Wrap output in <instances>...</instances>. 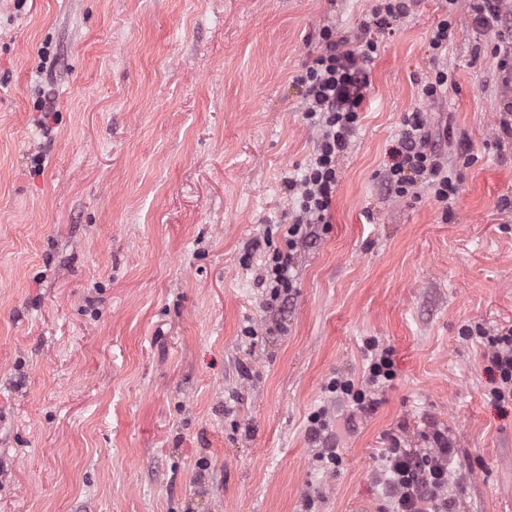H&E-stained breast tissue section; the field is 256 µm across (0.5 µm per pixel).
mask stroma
I'll return each instance as SVG.
<instances>
[{"label": "stroma", "mask_w": 512, "mask_h": 512, "mask_svg": "<svg viewBox=\"0 0 512 512\" xmlns=\"http://www.w3.org/2000/svg\"><path fill=\"white\" fill-rule=\"evenodd\" d=\"M374 4L0 0V512H384V448L437 429L461 512H512L483 339L512 328V137L467 4L440 58L445 0L384 36L283 312L257 285L316 141L304 63ZM412 112L450 132L449 203L380 184ZM372 343L395 377L354 413L324 386L362 380ZM322 406L336 466L307 435ZM458 2V0H448V12L446 10L443 18L439 19L431 30L429 48L432 50L434 58H437L443 51L448 49V38L452 27L448 17L454 11V8L457 7Z\"/></svg>", "instance_id": "obj_1"}]
</instances>
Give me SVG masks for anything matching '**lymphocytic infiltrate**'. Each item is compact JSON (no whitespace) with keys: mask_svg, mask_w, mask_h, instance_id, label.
I'll return each mask as SVG.
<instances>
[{"mask_svg":"<svg viewBox=\"0 0 512 512\" xmlns=\"http://www.w3.org/2000/svg\"><path fill=\"white\" fill-rule=\"evenodd\" d=\"M409 0H378L356 37L336 33L331 27L321 32V45L313 51L299 78L306 119L317 132L314 158L301 179L289 182L299 209L284 237L283 247L268 256L259 280L266 288L264 306L281 310L291 295L293 256L315 232L328 223L338 183V164L348 150L359 124L366 99L370 65L380 51V37L392 32L409 13ZM471 22L475 28L497 34L491 53L500 56L512 49V25L503 19L500 0H474ZM429 185L439 202L454 199L459 177L444 163L438 141L433 140L423 113L413 112L391 151V161L382 174L389 193L404 198L413 194L418 182ZM488 361L498 385L492 390L500 401L512 400V330L487 335ZM395 376L392 352L373 354L363 383L337 376L325 385L332 397L363 413L372 410V393ZM431 448H388L383 452L384 488L391 512H459V500L448 486V438L435 433Z\"/></svg>","mask_w":512,"mask_h":512,"instance_id":"f902f5d3","label":"lymphocytic infiltrate"}]
</instances>
